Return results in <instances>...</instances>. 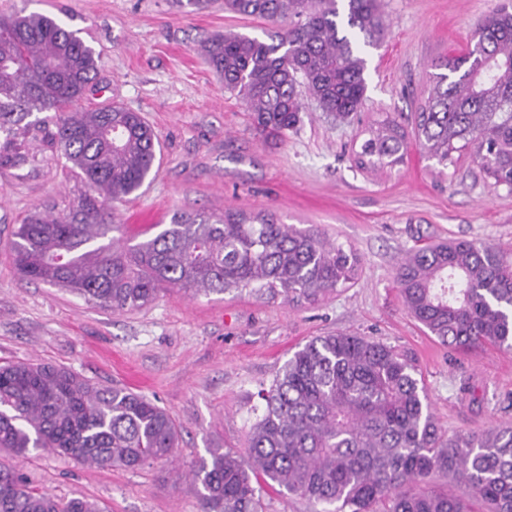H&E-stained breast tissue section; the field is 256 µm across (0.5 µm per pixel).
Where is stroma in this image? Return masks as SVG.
<instances>
[{
    "label": "stroma",
    "mask_w": 512,
    "mask_h": 512,
    "mask_svg": "<svg viewBox=\"0 0 512 512\" xmlns=\"http://www.w3.org/2000/svg\"><path fill=\"white\" fill-rule=\"evenodd\" d=\"M500 0H382L388 34L367 48L359 118L337 121L306 100L297 129L280 141L253 127L246 105L198 54L213 35L266 38L276 24L228 12L222 0L183 13L174 0H0V16L39 12L79 32L100 55L79 102H118L153 127L162 160L148 184L115 205L122 243L156 234L173 214L267 212L318 227L357 251L356 282L315 304L242 293L189 296L171 288L146 307L102 309L65 289L20 281L11 243L34 211L63 212L89 189L63 160L34 148L35 165L0 172V361L47 363L92 383L116 384L166 410L180 432L175 458L142 468H94L34 449L27 481L103 512H201L188 476L210 448L244 451L259 389L298 346L317 336H370L412 356L435 418L448 433L512 423V350L448 348L406 311L394 275L405 253L449 239L512 245V192L493 188L470 153L444 175L409 144L403 165L360 170L365 122L384 112L408 121L438 61L463 54Z\"/></svg>",
    "instance_id": "1"
}]
</instances>
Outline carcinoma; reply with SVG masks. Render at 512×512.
<instances>
[{
  "mask_svg": "<svg viewBox=\"0 0 512 512\" xmlns=\"http://www.w3.org/2000/svg\"><path fill=\"white\" fill-rule=\"evenodd\" d=\"M224 0L225 9L281 26L267 42L217 34L198 51L247 105L255 127L284 138L301 122L302 97L346 119L363 106L361 48L382 43L381 0ZM0 169L48 146L91 194L59 215L34 212L17 225L13 265L22 281L65 288L113 312L158 293L251 289L312 304L354 282L360 257L316 228L271 214L176 213L134 245L112 232V203L139 190L161 146L137 112L119 104L76 108L98 74L99 55L54 18L21 11L0 17ZM413 115L414 140L446 168L470 151L496 187L512 191V0L474 29L467 51L441 61ZM358 167L404 163L407 134L384 113L366 130ZM408 313L442 344L512 350V248L448 240L409 250L395 271ZM261 414L245 454L210 448L188 476L203 512H261L253 479L333 512H512V425L447 435L408 355L366 336L336 333L298 347L260 393ZM169 414L125 387H102L70 369L0 365V448L14 459L43 448L88 466L137 469L174 457ZM441 474L455 487L430 486ZM0 512H101L59 499L0 462Z\"/></svg>",
  "mask_w": 512,
  "mask_h": 512,
  "instance_id": "cac0c4a2",
  "label": "carcinoma"
}]
</instances>
